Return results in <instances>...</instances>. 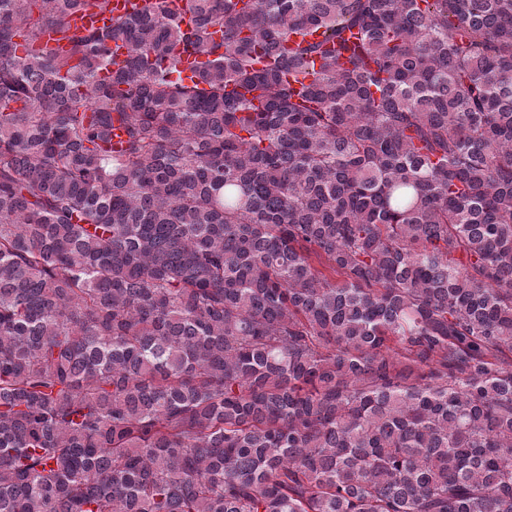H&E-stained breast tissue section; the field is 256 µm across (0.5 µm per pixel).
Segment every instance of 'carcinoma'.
I'll return each instance as SVG.
<instances>
[{
  "label": "carcinoma",
  "instance_id": "obj_1",
  "mask_svg": "<svg viewBox=\"0 0 512 512\" xmlns=\"http://www.w3.org/2000/svg\"><path fill=\"white\" fill-rule=\"evenodd\" d=\"M108 4L0 0V512H512V0ZM141 0H111V12L99 16L98 14H77L76 24L81 26L94 25L95 27H111L112 17L125 16L137 12L141 6Z\"/></svg>",
  "mask_w": 512,
  "mask_h": 512
}]
</instances>
